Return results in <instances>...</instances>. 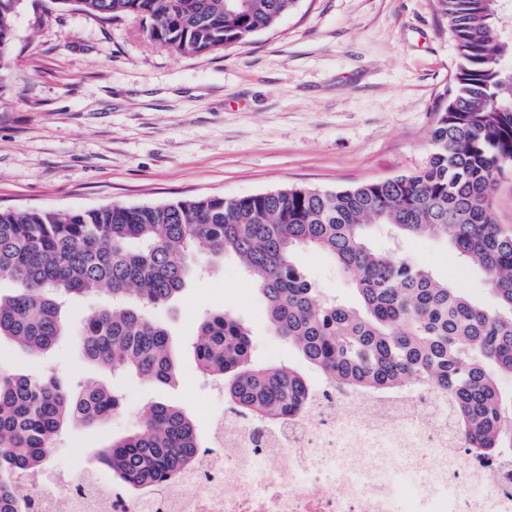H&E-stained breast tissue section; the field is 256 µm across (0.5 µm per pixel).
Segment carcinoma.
I'll list each match as a JSON object with an SVG mask.
<instances>
[{"instance_id":"carcinoma-1","label":"carcinoma","mask_w":512,"mask_h":512,"mask_svg":"<svg viewBox=\"0 0 512 512\" xmlns=\"http://www.w3.org/2000/svg\"><path fill=\"white\" fill-rule=\"evenodd\" d=\"M104 19L138 18L151 39L180 53L211 54L274 28L298 0H54ZM448 18L460 62L430 131L426 167L412 175L331 191L288 187L155 206L91 210L0 209V338L42 356L67 331L64 308L105 289L112 303L81 325L91 362L157 384L176 374L169 332L153 311L177 298L193 267L235 257L259 289L274 333L338 393L397 392L409 385L448 394L458 432L487 460L512 449V401L498 375L512 374V230L491 221L487 198L512 168V42L500 39L496 0H434ZM19 0H0V91ZM444 239L478 265L493 310L431 270L373 246ZM323 253L354 278L357 302L327 296L296 256ZM202 374L224 384L236 412L266 421L306 410L314 392L286 365L253 361L249 330L233 315L205 314L193 344ZM121 404L95 382L64 383L51 371L0 373V512H25L13 476L46 467L61 430L101 422ZM191 418L163 401L139 429L98 454L112 478L139 495L196 464Z\"/></svg>"}]
</instances>
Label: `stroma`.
Wrapping results in <instances>:
<instances>
[{"label":"stroma","instance_id":"stroma-1","mask_svg":"<svg viewBox=\"0 0 512 512\" xmlns=\"http://www.w3.org/2000/svg\"><path fill=\"white\" fill-rule=\"evenodd\" d=\"M9 61V88L0 94V208L68 211L291 186L337 190L417 172L459 51L433 0H299L275 29L209 55L152 40L134 17L102 21L75 4L20 0ZM397 256L495 309L484 272L458 263L445 240L410 239ZM298 260L319 288L355 302L352 276L329 257L305 251ZM104 302L70 305L71 331L45 357L0 340L1 370H50L121 394L111 418L65 429L55 465L73 453L77 468L97 467L98 452L134 432L143 408L161 399L182 407L201 442H210L227 402L194 359L203 313L239 318L256 364L305 367L273 333L262 295L231 258L191 276L176 302L154 312L175 348L168 386L84 358L80 325Z\"/></svg>","mask_w":512,"mask_h":512}]
</instances>
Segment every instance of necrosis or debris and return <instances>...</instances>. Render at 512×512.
I'll return each mask as SVG.
<instances>
[{"instance_id":"necrosis-or-debris-1","label":"necrosis or debris","mask_w":512,"mask_h":512,"mask_svg":"<svg viewBox=\"0 0 512 512\" xmlns=\"http://www.w3.org/2000/svg\"><path fill=\"white\" fill-rule=\"evenodd\" d=\"M464 451L439 390L322 388L302 416L276 424L225 411L194 469L136 497L88 469L17 481L29 512H512V456H470L460 474L450 463ZM457 482L480 495L450 493Z\"/></svg>"}]
</instances>
